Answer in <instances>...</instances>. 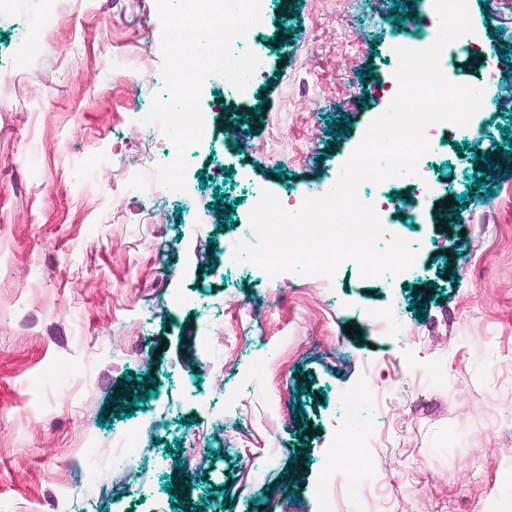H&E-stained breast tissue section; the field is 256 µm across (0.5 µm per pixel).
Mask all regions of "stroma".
I'll return each mask as SVG.
<instances>
[{
	"label": "stroma",
	"mask_w": 512,
	"mask_h": 512,
	"mask_svg": "<svg viewBox=\"0 0 512 512\" xmlns=\"http://www.w3.org/2000/svg\"><path fill=\"white\" fill-rule=\"evenodd\" d=\"M408 2L271 0L262 74L242 100L212 76L211 135L163 195L140 191L158 139L132 134L157 92L137 73L162 69L156 0H56L49 17L21 0L0 24V512H321L324 454L352 425L340 401L370 383L387 406L360 433L375 512L400 486L406 512H512V99L432 159L460 220L445 236L428 205L404 226L415 260L394 284L348 265L305 296L300 275L222 259L250 233L253 187L335 178L384 108L362 91L386 80ZM469 9L512 79V0ZM486 141L492 176L473 157ZM373 308L414 335L375 329ZM129 429L141 457L118 445Z\"/></svg>",
	"instance_id": "35a3bbf8"
}]
</instances>
